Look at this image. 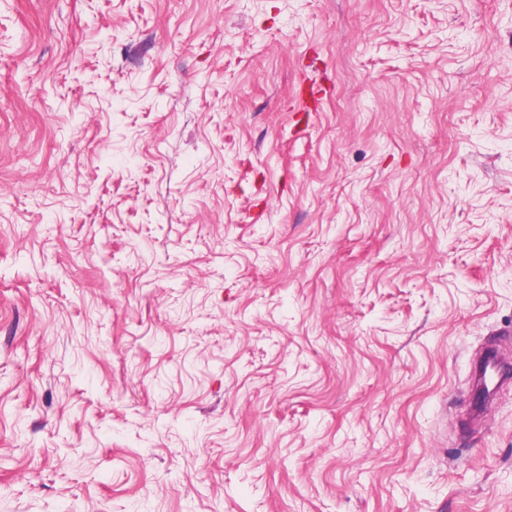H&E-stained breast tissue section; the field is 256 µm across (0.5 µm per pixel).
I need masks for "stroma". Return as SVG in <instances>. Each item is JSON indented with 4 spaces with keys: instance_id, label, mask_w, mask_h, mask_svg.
<instances>
[{
    "instance_id": "35a3bbf8",
    "label": "stroma",
    "mask_w": 512,
    "mask_h": 512,
    "mask_svg": "<svg viewBox=\"0 0 512 512\" xmlns=\"http://www.w3.org/2000/svg\"><path fill=\"white\" fill-rule=\"evenodd\" d=\"M489 343L512 0H0V512H512Z\"/></svg>"
}]
</instances>
